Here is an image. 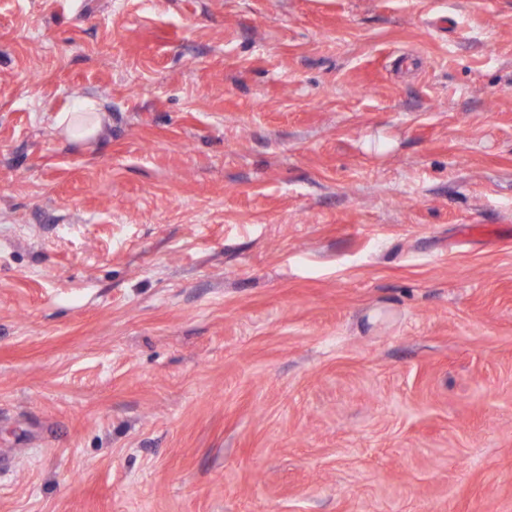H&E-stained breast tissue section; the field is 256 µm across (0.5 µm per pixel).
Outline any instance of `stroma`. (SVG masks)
<instances>
[{
	"label": "stroma",
	"instance_id": "35a3bbf8",
	"mask_svg": "<svg viewBox=\"0 0 512 512\" xmlns=\"http://www.w3.org/2000/svg\"><path fill=\"white\" fill-rule=\"evenodd\" d=\"M0 512H512V0H0ZM72 115L69 112L60 113L57 117V125L64 127L65 131L77 132L78 135L85 137L93 136L97 133L100 124L95 122V114L100 112L97 101L92 98H82L74 103Z\"/></svg>",
	"mask_w": 512,
	"mask_h": 512
}]
</instances>
